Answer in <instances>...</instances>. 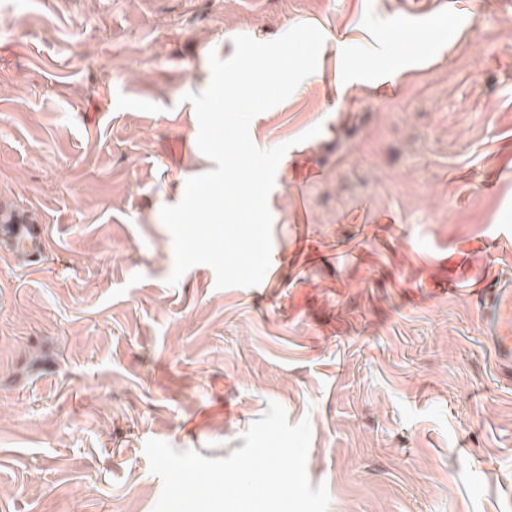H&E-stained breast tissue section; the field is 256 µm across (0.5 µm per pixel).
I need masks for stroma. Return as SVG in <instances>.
I'll return each instance as SVG.
<instances>
[{"instance_id":"1","label":"stroma","mask_w":512,"mask_h":512,"mask_svg":"<svg viewBox=\"0 0 512 512\" xmlns=\"http://www.w3.org/2000/svg\"><path fill=\"white\" fill-rule=\"evenodd\" d=\"M406 8L0 0V202L47 232L34 267L0 248V512H153L148 440L225 458L272 401L310 419L329 512H512V360L485 294L512 289V0L433 30ZM299 24L361 72L250 124L290 145L277 277L220 289L197 265L168 286L160 210L216 167L183 96L234 36Z\"/></svg>"}]
</instances>
